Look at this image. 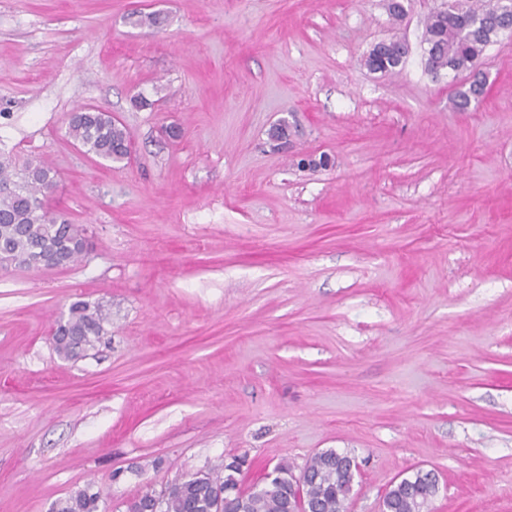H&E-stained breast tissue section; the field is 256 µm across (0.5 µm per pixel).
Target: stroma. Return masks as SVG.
Wrapping results in <instances>:
<instances>
[{"label":"stroma","mask_w":512,"mask_h":512,"mask_svg":"<svg viewBox=\"0 0 512 512\" xmlns=\"http://www.w3.org/2000/svg\"><path fill=\"white\" fill-rule=\"evenodd\" d=\"M441 3L0 0V148L53 167L93 243L0 270V512L89 484L126 512L236 456L249 486L329 448L361 464L348 512L418 469L431 512H512V34L456 111L458 78L425 70ZM395 37L402 71L367 69ZM82 106L128 160L68 139ZM79 298L109 333L65 360L51 326Z\"/></svg>","instance_id":"1"}]
</instances>
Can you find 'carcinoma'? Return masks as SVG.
Instances as JSON below:
<instances>
[{"label": "carcinoma", "instance_id": "carcinoma-1", "mask_svg": "<svg viewBox=\"0 0 512 512\" xmlns=\"http://www.w3.org/2000/svg\"><path fill=\"white\" fill-rule=\"evenodd\" d=\"M508 0H444L428 16L424 43L431 56L425 64H434L459 76L472 75V81L458 85L454 104L466 112L485 94V79L480 66L489 45L497 41L496 21ZM364 64L374 72H392L404 64L400 40L374 46ZM68 135L85 153L106 162L127 158L124 147L130 144L125 127L112 115L84 109L68 123ZM0 268H43V259L54 257L63 267L78 262L87 252V230L54 211L50 198L57 181L53 168L44 160L29 162L19 170L12 156L0 153ZM110 314L99 303L78 300L68 314L55 321L52 328L54 350L63 359L83 357L107 334ZM348 452L327 449L316 454L304 466L306 481L298 489L313 512H342L353 490L354 476L342 464ZM246 460L237 458L218 464L204 473L175 482L160 491L147 490L126 504V512H217L219 494L237 484L236 474ZM293 466L276 465L263 485L237 501L231 512H289L293 496ZM413 491L396 485L383 499L392 512H423L435 496L436 476L427 472L413 474ZM102 490L93 485L78 489L52 503L49 512H100Z\"/></svg>", "mask_w": 512, "mask_h": 512}]
</instances>
